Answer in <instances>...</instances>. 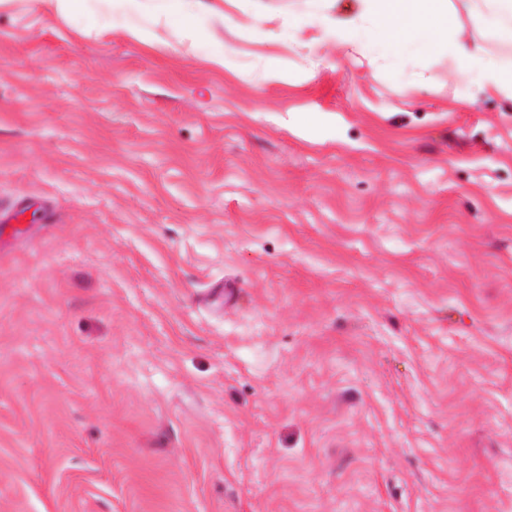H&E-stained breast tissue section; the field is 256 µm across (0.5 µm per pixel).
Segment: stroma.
<instances>
[{"label":"stroma","instance_id":"obj_1","mask_svg":"<svg viewBox=\"0 0 512 512\" xmlns=\"http://www.w3.org/2000/svg\"><path fill=\"white\" fill-rule=\"evenodd\" d=\"M207 2L0 8V512H512V101ZM148 1L155 2L153 8L159 19L184 32L190 45L200 35L203 15L208 11L202 0H34L42 9L79 19L85 31L96 33L112 28L115 14L126 20L140 16Z\"/></svg>","mask_w":512,"mask_h":512}]
</instances>
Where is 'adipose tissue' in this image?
<instances>
[{"mask_svg": "<svg viewBox=\"0 0 512 512\" xmlns=\"http://www.w3.org/2000/svg\"><path fill=\"white\" fill-rule=\"evenodd\" d=\"M45 10L80 20L85 31L111 26L114 15L125 19L123 32L144 41L149 33L135 24L146 6L158 18L195 40L207 11L202 0H35ZM328 0H304L303 9L285 18L288 28L324 27L338 49L360 55L369 63L393 65L408 56L436 52L447 56L455 71L467 76L480 91L512 100V59L494 56L484 40L454 23L448 0H356L352 18L342 21L327 14ZM470 14L500 40L512 43V0H466Z\"/></svg>", "mask_w": 512, "mask_h": 512, "instance_id": "adipose-tissue-1", "label": "adipose tissue"}]
</instances>
